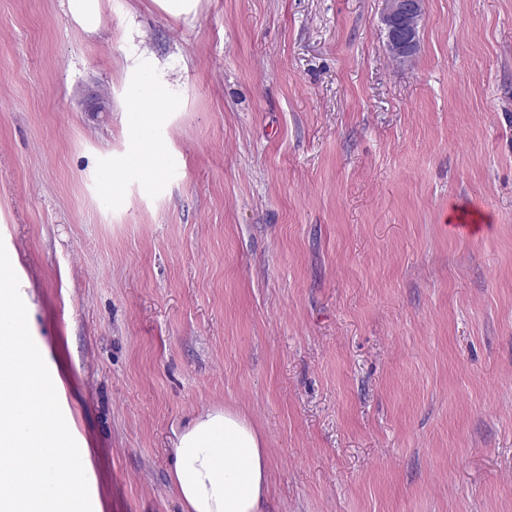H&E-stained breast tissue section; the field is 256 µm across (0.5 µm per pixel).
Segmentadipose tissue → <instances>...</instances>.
<instances>
[{"label":"adipose tissue","instance_id":"adipose-tissue-1","mask_svg":"<svg viewBox=\"0 0 512 512\" xmlns=\"http://www.w3.org/2000/svg\"><path fill=\"white\" fill-rule=\"evenodd\" d=\"M171 487L185 512H262L269 458L248 421L229 409H210L175 431Z\"/></svg>","mask_w":512,"mask_h":512}]
</instances>
